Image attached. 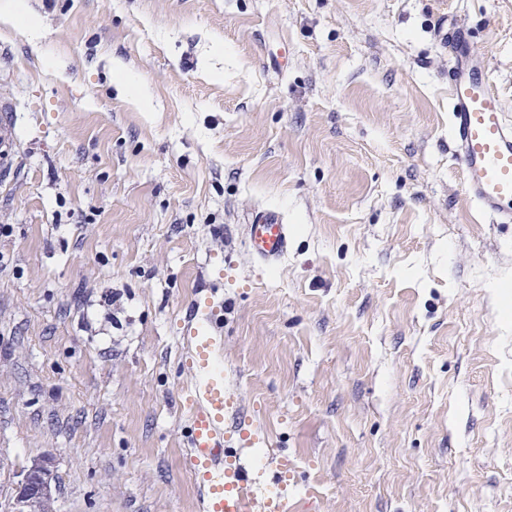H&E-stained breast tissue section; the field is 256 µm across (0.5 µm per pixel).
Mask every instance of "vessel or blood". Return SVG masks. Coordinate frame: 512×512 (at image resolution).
Returning a JSON list of instances; mask_svg holds the SVG:
<instances>
[{"mask_svg":"<svg viewBox=\"0 0 512 512\" xmlns=\"http://www.w3.org/2000/svg\"><path fill=\"white\" fill-rule=\"evenodd\" d=\"M448 95L453 156L462 186L494 223L512 224V119L493 90L488 65L472 49L468 30L450 27ZM13 155L10 108L0 103V164ZM252 257L273 263L290 243V228L278 212L256 214L247 226ZM224 302L216 297L197 301L182 328L189 370L183 396L188 408V465L203 487L202 512H290L298 488L292 457L279 455L271 467L258 470L243 457L247 448L265 446L263 431L225 428L238 411V398L224 382L221 319Z\"/></svg>","mask_w":512,"mask_h":512,"instance_id":"obj_1","label":"vessel or blood"}]
</instances>
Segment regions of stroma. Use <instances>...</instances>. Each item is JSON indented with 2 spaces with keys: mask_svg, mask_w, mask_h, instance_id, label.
<instances>
[{
  "mask_svg": "<svg viewBox=\"0 0 512 512\" xmlns=\"http://www.w3.org/2000/svg\"><path fill=\"white\" fill-rule=\"evenodd\" d=\"M28 2L37 33L0 23V512L41 455L57 512H199L178 368L209 288L292 512H512V224L464 194L444 45L469 27L512 117V0ZM0 165L6 169L13 155V128L11 122L10 107L0 103ZM248 246L252 257L263 263L278 261L288 252L290 227L276 211L256 214L247 224Z\"/></svg>",
  "mask_w": 512,
  "mask_h": 512,
  "instance_id": "35a3bbf8",
  "label": "stroma"
}]
</instances>
